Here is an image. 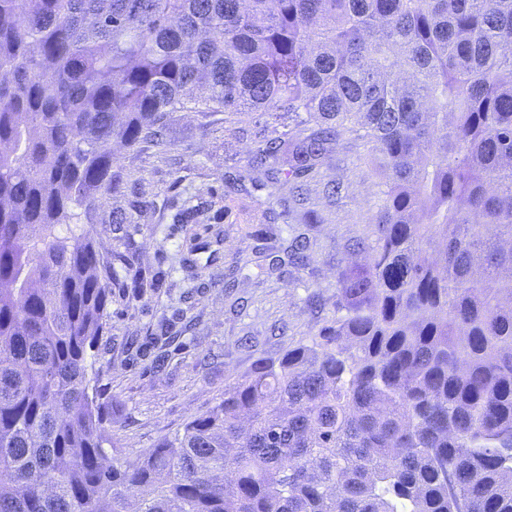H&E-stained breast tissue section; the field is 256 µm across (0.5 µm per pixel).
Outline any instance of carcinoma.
<instances>
[{"label": "carcinoma", "instance_id": "carcinoma-1", "mask_svg": "<svg viewBox=\"0 0 512 512\" xmlns=\"http://www.w3.org/2000/svg\"><path fill=\"white\" fill-rule=\"evenodd\" d=\"M172 112H286L252 182L317 224L341 149L376 211L317 334L112 460L91 382L118 279L58 226L121 148L171 153ZM0 512H512V0H0Z\"/></svg>", "mask_w": 512, "mask_h": 512}]
</instances>
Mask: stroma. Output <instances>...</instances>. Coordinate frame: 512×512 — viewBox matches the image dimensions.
<instances>
[{"label":"stroma","mask_w":512,"mask_h":512,"mask_svg":"<svg viewBox=\"0 0 512 512\" xmlns=\"http://www.w3.org/2000/svg\"><path fill=\"white\" fill-rule=\"evenodd\" d=\"M287 127L284 114L264 123L252 112L232 117L224 112L173 113L168 137L176 146L177 168L143 146L120 151L114 165L119 188L104 195L89 217L78 219L79 228L91 235L105 258L122 256L130 272L157 283L143 294L113 289L108 305L92 384L107 418L113 444L109 456L135 459L220 401L226 381L248 374L259 359L279 358L288 346L322 326L307 299L315 291L328 300L335 294L336 271L352 260L344 244L366 232L375 211V178L368 165L343 153L334 155L330 173L342 178L345 189L337 198L313 191L323 221L298 227L310 243L309 269L289 267L282 274L256 279L251 264L255 247L264 245L280 256L288 245L287 225L269 221L288 188L243 192L234 189L231 180L247 174L262 137L278 136ZM131 181L140 183L147 200L135 211L123 190ZM188 200L207 201L223 215V237H216L219 228L214 225L194 226L204 247L198 258L203 261L209 252L219 251L223 262L215 275L236 278L238 285L229 295L220 287L196 295L194 311L200 323L186 334L182 346L171 349L167 367L158 371L153 367L158 350L154 330L161 322L177 325L192 287L175 261L183 234L171 223L176 207ZM117 210L132 216L118 234L112 231Z\"/></svg>","instance_id":"stroma-1"}]
</instances>
